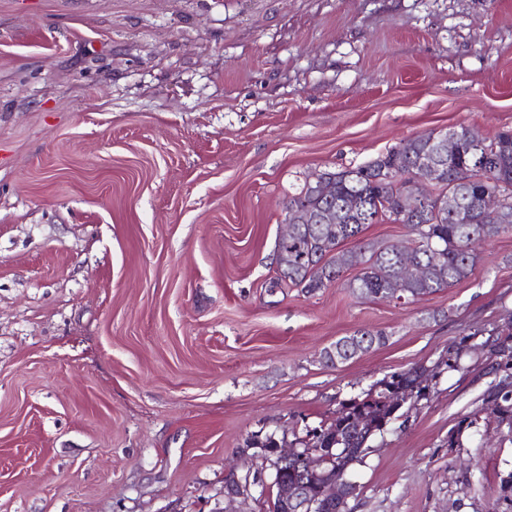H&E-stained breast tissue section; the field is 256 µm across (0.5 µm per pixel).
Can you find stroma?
Here are the masks:
<instances>
[{
  "mask_svg": "<svg viewBox=\"0 0 512 512\" xmlns=\"http://www.w3.org/2000/svg\"><path fill=\"white\" fill-rule=\"evenodd\" d=\"M459 125L512 128V0H0V512H270L248 440L414 366L347 512H512V234L406 304L273 284L308 176ZM388 336L381 330L357 329L352 334L340 337L322 353L326 364H344L374 347L385 345Z\"/></svg>",
  "mask_w": 512,
  "mask_h": 512,
  "instance_id": "obj_1",
  "label": "stroma"
}]
</instances>
